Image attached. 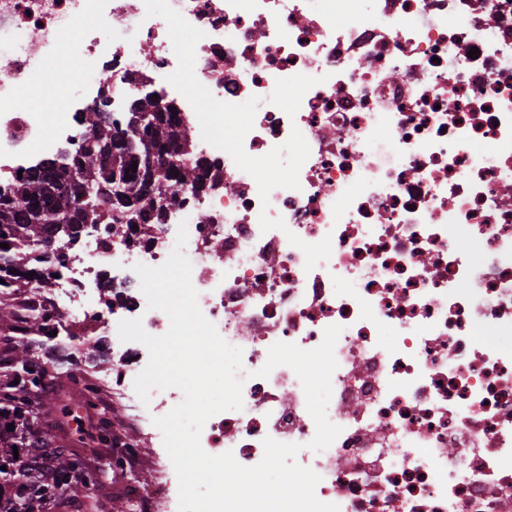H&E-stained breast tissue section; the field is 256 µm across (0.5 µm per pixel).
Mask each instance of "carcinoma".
Wrapping results in <instances>:
<instances>
[{
    "instance_id": "1",
    "label": "carcinoma",
    "mask_w": 512,
    "mask_h": 512,
    "mask_svg": "<svg viewBox=\"0 0 512 512\" xmlns=\"http://www.w3.org/2000/svg\"><path fill=\"white\" fill-rule=\"evenodd\" d=\"M89 134L80 154L73 159L83 175L81 186L61 184L54 188L41 173L32 170L0 197V512H47L68 504L83 512H104L98 499L89 495L88 476L81 455L66 449L54 433L43 434L39 426L71 416L70 401L87 414L97 411L88 434L97 447H112V421L98 410L94 389L77 376L70 378V391L61 393L62 406L42 407L34 400L51 386L48 373L28 358L32 343L15 338L17 332L48 336L52 313L46 305L31 302L35 291L45 294L53 286L56 269L48 262L45 247L78 241L79 234H67L59 218L67 216L73 229L82 224H108L112 235L124 237L135 216L144 224L159 220L157 205L173 197L175 188L201 185L202 158H191V139L180 123L176 107L169 105L160 118L145 119L142 137L146 142L134 155L119 158L118 179H112L113 157L103 146L112 138L101 125V113L86 115ZM176 143L179 151L170 154L165 146ZM137 170H132V166ZM14 430H9L8 425ZM44 449L54 460L51 479L37 477L25 449ZM18 453H13V448ZM7 470H2V467Z\"/></svg>"
}]
</instances>
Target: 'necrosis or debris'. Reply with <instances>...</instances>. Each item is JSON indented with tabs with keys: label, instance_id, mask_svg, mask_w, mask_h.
Masks as SVG:
<instances>
[{
	"label": "necrosis or debris",
	"instance_id": "1",
	"mask_svg": "<svg viewBox=\"0 0 512 512\" xmlns=\"http://www.w3.org/2000/svg\"><path fill=\"white\" fill-rule=\"evenodd\" d=\"M68 44L89 76L77 93L61 79L44 108L42 75ZM156 83L212 165L204 188L176 189L168 221L186 223L199 307L246 375L242 409L206 422L203 450L253 466L264 438L299 444L339 512H512V0H0V189L77 156L87 113L123 112ZM174 246L129 251L102 224L48 250L54 330L112 344L99 405L139 401L148 350L118 324L168 330L134 266ZM332 325L341 432L315 452L295 372H257L275 343L311 350ZM182 398L159 392L116 442H152L153 484L110 490L136 512H178L152 419Z\"/></svg>",
	"mask_w": 512,
	"mask_h": 512
}]
</instances>
